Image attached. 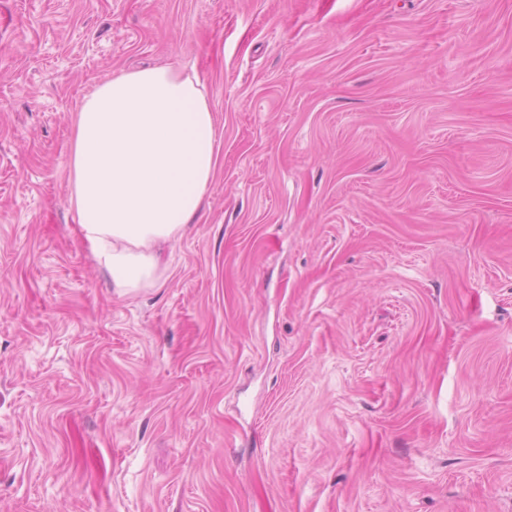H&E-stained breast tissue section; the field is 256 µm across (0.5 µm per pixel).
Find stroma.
Masks as SVG:
<instances>
[{
    "label": "stroma",
    "mask_w": 512,
    "mask_h": 512,
    "mask_svg": "<svg viewBox=\"0 0 512 512\" xmlns=\"http://www.w3.org/2000/svg\"><path fill=\"white\" fill-rule=\"evenodd\" d=\"M0 512H512V0H12ZM196 74L221 148L122 296L84 96Z\"/></svg>",
    "instance_id": "35a3bbf8"
}]
</instances>
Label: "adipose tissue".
I'll return each mask as SVG.
<instances>
[{"label": "adipose tissue", "instance_id": "ef3b65f1", "mask_svg": "<svg viewBox=\"0 0 512 512\" xmlns=\"http://www.w3.org/2000/svg\"><path fill=\"white\" fill-rule=\"evenodd\" d=\"M218 142L197 76L167 66L123 71L85 96L69 145V203L120 295L161 285L160 247L196 222Z\"/></svg>", "mask_w": 512, "mask_h": 512}]
</instances>
